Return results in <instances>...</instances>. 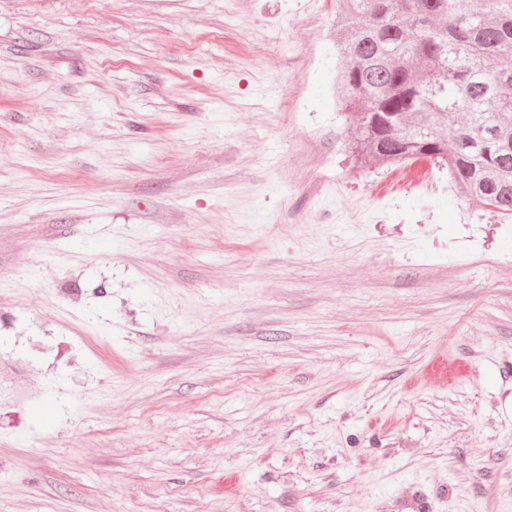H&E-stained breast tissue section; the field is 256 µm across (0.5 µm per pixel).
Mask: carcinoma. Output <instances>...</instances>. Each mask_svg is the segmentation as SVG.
<instances>
[{
    "mask_svg": "<svg viewBox=\"0 0 512 512\" xmlns=\"http://www.w3.org/2000/svg\"><path fill=\"white\" fill-rule=\"evenodd\" d=\"M340 85L359 162L440 159L512 214V0H341Z\"/></svg>",
    "mask_w": 512,
    "mask_h": 512,
    "instance_id": "obj_1",
    "label": "carcinoma"
}]
</instances>
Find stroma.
Masks as SVG:
<instances>
[{
    "instance_id": "obj_1",
    "label": "stroma",
    "mask_w": 512,
    "mask_h": 512,
    "mask_svg": "<svg viewBox=\"0 0 512 512\" xmlns=\"http://www.w3.org/2000/svg\"><path fill=\"white\" fill-rule=\"evenodd\" d=\"M337 0H0V512H512V216L358 164Z\"/></svg>"
}]
</instances>
